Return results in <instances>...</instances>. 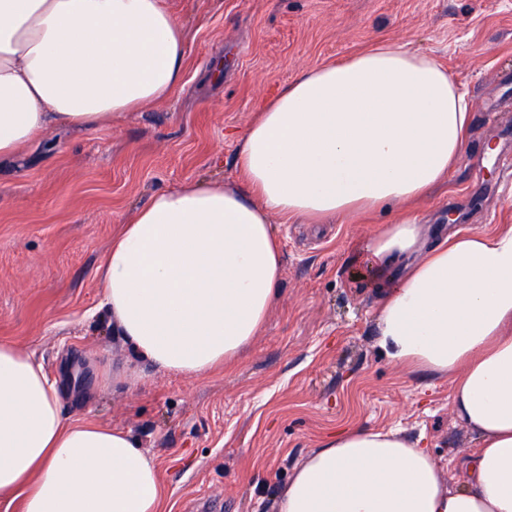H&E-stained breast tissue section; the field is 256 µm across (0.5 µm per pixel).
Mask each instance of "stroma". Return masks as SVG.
I'll return each mask as SVG.
<instances>
[{"label":"stroma","instance_id":"stroma-1","mask_svg":"<svg viewBox=\"0 0 512 512\" xmlns=\"http://www.w3.org/2000/svg\"><path fill=\"white\" fill-rule=\"evenodd\" d=\"M186 31L184 77L166 101L91 129L51 128L0 159V342L34 352L67 416L131 430L158 465L168 512H275L279 486L343 427L424 437L451 480L477 443L452 381L391 362L379 301L355 279L364 224H275L279 296L242 359L202 380L140 364L131 387L100 382L126 348L100 304L97 271L122 222L193 179L234 183L237 137L259 102L302 69L376 38L435 57L473 101L467 149L410 214L428 239L512 224V0H165Z\"/></svg>","mask_w":512,"mask_h":512}]
</instances>
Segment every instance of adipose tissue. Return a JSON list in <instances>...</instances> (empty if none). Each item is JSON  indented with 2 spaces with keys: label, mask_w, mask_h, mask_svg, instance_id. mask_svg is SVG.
Listing matches in <instances>:
<instances>
[{
  "label": "adipose tissue",
  "mask_w": 512,
  "mask_h": 512,
  "mask_svg": "<svg viewBox=\"0 0 512 512\" xmlns=\"http://www.w3.org/2000/svg\"><path fill=\"white\" fill-rule=\"evenodd\" d=\"M185 28L163 0H0V157L55 125L92 128L168 99ZM472 120L436 58L376 39L300 71L238 138L236 184L157 192L113 237L102 307L138 363L191 380L236 363L278 296L273 219L360 224L448 179ZM410 259L407 274L390 268ZM360 275L381 297L378 344L451 377L479 446L450 486L401 427L344 429L294 467L277 512H512V225L424 244L401 216L367 238ZM0 500L19 512H164L154 458L131 431L64 414L34 354L0 343Z\"/></svg>",
  "instance_id": "adipose-tissue-1"
}]
</instances>
